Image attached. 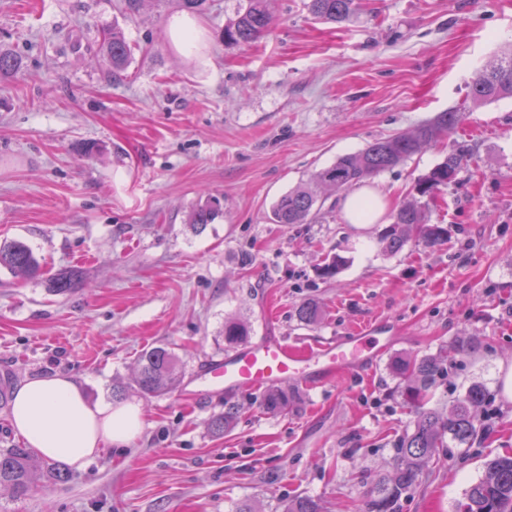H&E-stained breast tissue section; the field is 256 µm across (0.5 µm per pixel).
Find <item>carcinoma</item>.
Returning <instances> with one entry per match:
<instances>
[{
	"label": "carcinoma",
	"mask_w": 512,
	"mask_h": 512,
	"mask_svg": "<svg viewBox=\"0 0 512 512\" xmlns=\"http://www.w3.org/2000/svg\"><path fill=\"white\" fill-rule=\"evenodd\" d=\"M273 3L274 0H241L234 16L225 21L221 39L237 45L259 40L268 29ZM307 9L320 23L342 24L358 13L361 0H308ZM129 57V45L119 30L103 32L101 65L109 75L122 74ZM469 97L476 106L512 97V49L475 74ZM459 122V113L441 112L412 134L377 139L356 153L338 157L332 165L316 171L310 181L327 191L350 190L367 178L404 163L424 146L448 138ZM469 156L470 148L456 146L441 163L418 179L414 190L419 196L428 197L439 188L456 183ZM322 205L319 196L301 184L277 200L272 210L273 220L277 224H310ZM411 237L430 247L440 246L448 240V229L441 224L427 223L422 206L407 203L394 213L392 224L385 229L380 242L386 251L393 253L400 251ZM0 267L30 278L41 274L37 256L21 241L0 244ZM81 283V274L76 269L60 271L46 279L48 291L56 295L68 294ZM296 315L301 324L314 325L320 317V306L308 299L299 305ZM249 336L250 328L246 324L234 319L224 322V342L228 346L243 344ZM480 345V337L469 336L447 345L437 355L403 356L393 362L392 371L399 379L398 392L405 403L415 408L416 419L413 427L394 444L390 474L379 478L367 493L365 512H399L401 499L428 478L429 463L440 449L469 445L484 429L483 412L491 397L483 384L470 385L446 410L427 407L432 388L448 381V368L457 363L458 357ZM181 378L175 353L167 346H156L139 356L134 385L145 397L160 396L173 391ZM290 400V395L278 387L268 388L262 397L263 406L270 412L287 409ZM235 417L232 407L215 416L211 421L213 433L223 434ZM64 479L65 474L51 463L35 465L30 450L20 443L0 448L1 488L24 493L38 483L48 488ZM278 508L280 512H321L319 503L309 496L288 497ZM457 512H512V454L499 455L485 463L482 477L466 491Z\"/></svg>",
	"instance_id": "cac0c4a2"
}]
</instances>
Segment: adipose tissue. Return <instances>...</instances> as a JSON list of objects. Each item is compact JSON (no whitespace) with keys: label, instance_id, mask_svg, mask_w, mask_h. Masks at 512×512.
<instances>
[{"label":"adipose tissue","instance_id":"1","mask_svg":"<svg viewBox=\"0 0 512 512\" xmlns=\"http://www.w3.org/2000/svg\"><path fill=\"white\" fill-rule=\"evenodd\" d=\"M10 426L37 457L81 472L107 451L129 447L143 419L140 403L90 400L74 377L56 373L18 385Z\"/></svg>","mask_w":512,"mask_h":512}]
</instances>
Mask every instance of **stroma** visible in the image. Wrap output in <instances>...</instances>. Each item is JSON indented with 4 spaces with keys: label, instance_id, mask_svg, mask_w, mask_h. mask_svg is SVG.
Masks as SVG:
<instances>
[{
    "label": "stroma",
    "instance_id": "obj_1",
    "mask_svg": "<svg viewBox=\"0 0 512 512\" xmlns=\"http://www.w3.org/2000/svg\"><path fill=\"white\" fill-rule=\"evenodd\" d=\"M306 3L277 0L269 34L233 45L218 34L239 0H212L186 47L169 36L177 0H144L132 15L123 0H0V50L20 61L0 75V242H26L45 273L0 268V374L17 384L63 372L108 401L146 349L170 347L183 367L172 392L126 391L144 426L124 452L47 490H2L0 512H275L285 494L363 512L415 420L392 359L474 334L480 348L434 402L481 382L491 416L471 446L445 449L399 512H456L485 462L512 451V98H469L476 71L512 44V0H363L338 25L312 20ZM114 26L131 49L117 79L100 64ZM450 109L462 114L451 139L367 181L393 206L419 200L445 244L386 252L391 212L350 223L339 193H325L313 223L270 220L281 195L338 156ZM457 142L471 149L457 182L417 198L416 180ZM206 204L218 217L192 227ZM335 255L344 265L321 277ZM67 269L82 288L50 293L45 277ZM307 299L322 307L310 327L296 317ZM231 317L252 339L275 333L301 349L374 321L395 340L374 366L297 389L272 413L258 390L199 391L228 351ZM228 406L236 419L215 435Z\"/></svg>",
    "mask_w": 512,
    "mask_h": 512
}]
</instances>
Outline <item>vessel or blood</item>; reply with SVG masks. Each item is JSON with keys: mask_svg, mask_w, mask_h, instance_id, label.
<instances>
[{"mask_svg": "<svg viewBox=\"0 0 512 512\" xmlns=\"http://www.w3.org/2000/svg\"><path fill=\"white\" fill-rule=\"evenodd\" d=\"M392 342L381 323L353 328L343 339L322 343L311 351L299 350L271 334L239 346L212 363L203 378L209 388L228 393L283 382L314 388L374 363Z\"/></svg>", "mask_w": 512, "mask_h": 512, "instance_id": "vessel-or-blood-1", "label": "vessel or blood"}]
</instances>
